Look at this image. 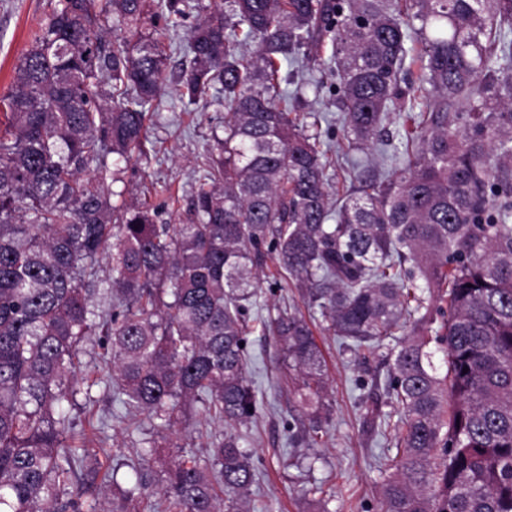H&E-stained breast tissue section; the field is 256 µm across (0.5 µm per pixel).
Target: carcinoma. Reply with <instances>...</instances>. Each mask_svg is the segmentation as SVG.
Masks as SVG:
<instances>
[{
  "label": "carcinoma",
  "instance_id": "1",
  "mask_svg": "<svg viewBox=\"0 0 512 512\" xmlns=\"http://www.w3.org/2000/svg\"><path fill=\"white\" fill-rule=\"evenodd\" d=\"M194 7L176 92L223 105L224 137L187 222L157 224L144 203H112L107 158L145 152L166 86L169 28L147 15ZM115 26L126 36L110 41ZM511 33L512 0H58L0 95V512H78L60 494L96 478L63 412L92 336L129 424L163 440L190 426L208 445L201 462L150 441L168 452L151 492L125 490L127 512H249L245 313L269 252L343 343L401 337L385 354L398 420L382 512H512ZM409 41L420 100L401 86ZM325 43L347 151L393 112L413 124L392 173L345 170L356 187L334 207L320 116L300 121L282 88L283 62ZM102 255L108 318L87 296ZM260 325L318 431L313 330L276 306Z\"/></svg>",
  "mask_w": 512,
  "mask_h": 512
}]
</instances>
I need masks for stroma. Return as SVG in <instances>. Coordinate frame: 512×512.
Here are the masks:
<instances>
[{"instance_id":"1","label":"stroma","mask_w":512,"mask_h":512,"mask_svg":"<svg viewBox=\"0 0 512 512\" xmlns=\"http://www.w3.org/2000/svg\"><path fill=\"white\" fill-rule=\"evenodd\" d=\"M56 0H0V93L10 86L14 68L31 40L50 14ZM295 80L315 79L323 84L319 95L309 97L300 119L309 113L327 116L324 147L337 151L344 127L332 93L336 75L331 69L307 62L293 65ZM224 109L216 104L184 106L173 93H165L154 105L146 153L124 165L114 194L148 201L160 224L186 220L191 197L207 172L206 157L213 134L222 132ZM167 193H160V186ZM278 269L275 256H268L258 290L259 303L249 311L257 322L264 305H288L304 310L300 292L291 287L278 290L271 276ZM327 368L330 420L316 443L301 436L303 410L293 394L294 380L283 362L280 345L273 336L254 330L248 337L249 377L257 391L256 418L245 427V446L256 467L252 488V512H379L381 484L389 458L396 453L391 435L374 421L371 408L382 402L390 412L385 394L386 367L378 353L353 349L339 337L316 331ZM105 356L98 337L83 345L81 375L94 402L97 416L109 423L108 443L96 450L100 479L85 486L81 512H108L136 474L153 482L157 474L154 457L146 453L150 428L122 422L119 410L97 379ZM115 473V482L105 481ZM320 494H313V487Z\"/></svg>"}]
</instances>
